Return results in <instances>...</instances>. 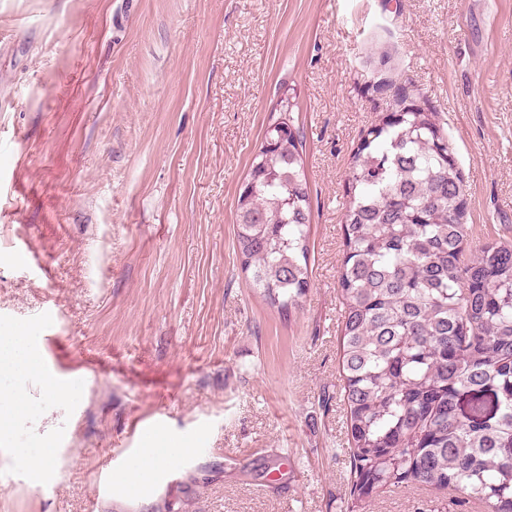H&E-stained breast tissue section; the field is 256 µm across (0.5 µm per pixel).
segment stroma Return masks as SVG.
I'll return each mask as SVG.
<instances>
[{
  "label": "stroma",
  "instance_id": "1",
  "mask_svg": "<svg viewBox=\"0 0 512 512\" xmlns=\"http://www.w3.org/2000/svg\"><path fill=\"white\" fill-rule=\"evenodd\" d=\"M377 46L393 86L372 93ZM401 86L448 135L470 248L512 244V0H0V336L27 326L43 371L84 376L63 403L0 371L31 407L0 446V512H346L342 204ZM285 89L311 275L280 311L240 269L235 214ZM47 435L36 481L12 451ZM148 443L190 454L143 495L102 474ZM425 507L482 512L418 485L369 512Z\"/></svg>",
  "mask_w": 512,
  "mask_h": 512
}]
</instances>
